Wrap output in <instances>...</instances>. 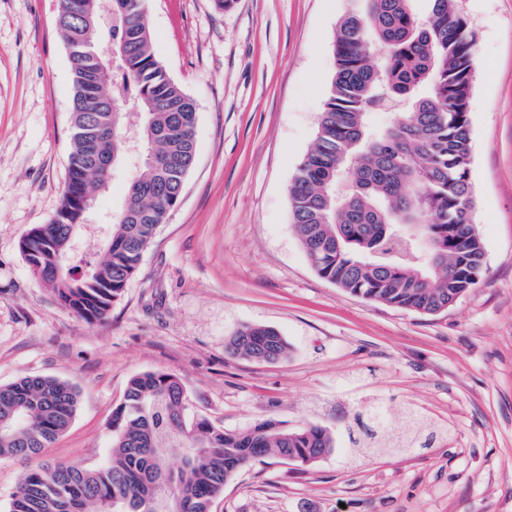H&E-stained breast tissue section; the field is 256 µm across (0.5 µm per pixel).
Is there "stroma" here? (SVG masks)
<instances>
[{"label": "stroma", "instance_id": "35a3bbf8", "mask_svg": "<svg viewBox=\"0 0 512 512\" xmlns=\"http://www.w3.org/2000/svg\"><path fill=\"white\" fill-rule=\"evenodd\" d=\"M57 5L0 0V385L49 376L79 393L45 458L102 465L129 380L160 370L183 382L189 415L218 427L333 438L311 465L249 463L213 512H512V0L460 2L475 36L470 180L485 267L434 315L321 278L290 221L288 185L316 142L349 0H146L154 53L197 103L196 158L95 323L56 305L20 251L67 180L74 89ZM138 164L114 169L77 256L102 254ZM245 325L276 328L287 359L225 353ZM423 432L429 446L414 448Z\"/></svg>", "mask_w": 512, "mask_h": 512}]
</instances>
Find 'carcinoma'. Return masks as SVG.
Wrapping results in <instances>:
<instances>
[{
    "instance_id": "1",
    "label": "carcinoma",
    "mask_w": 512,
    "mask_h": 512,
    "mask_svg": "<svg viewBox=\"0 0 512 512\" xmlns=\"http://www.w3.org/2000/svg\"><path fill=\"white\" fill-rule=\"evenodd\" d=\"M339 22L336 71L320 113L316 143L288 187L291 221L317 274L352 294L433 315L474 287L484 247L474 225L470 182V94L474 36L458 0H429L426 17L415 0H363ZM63 42L74 82L69 178L54 217L31 232L41 246L23 254L55 301L86 322L106 317L137 269L166 213L179 202L192 168L197 112L192 97L155 56L144 0H60ZM124 62L115 70L103 50ZM391 102L383 130L369 114ZM143 116L144 152L104 256L82 262L71 251L82 233L78 193L106 191L112 174L86 163L110 153L118 162L131 139L124 109ZM234 357L275 363L288 357L280 332L248 325L225 342ZM77 391L52 377L24 376L0 386V458L30 468L7 512H154L145 502L159 470L171 481L165 512H211L228 477L267 457L301 465L331 453L321 427L288 429L263 422L227 432L186 413L182 381L162 371L132 377L112 411V453L97 468L40 463L71 425ZM171 457L182 466L167 467Z\"/></svg>"
}]
</instances>
